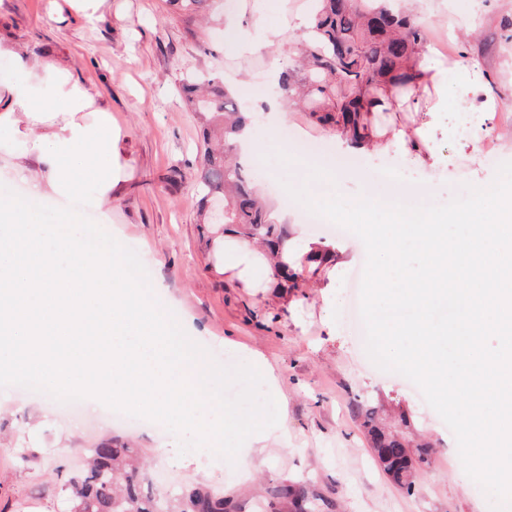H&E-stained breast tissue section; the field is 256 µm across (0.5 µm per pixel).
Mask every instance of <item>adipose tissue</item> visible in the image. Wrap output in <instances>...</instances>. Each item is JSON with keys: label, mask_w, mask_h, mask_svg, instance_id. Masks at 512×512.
<instances>
[{"label": "adipose tissue", "mask_w": 512, "mask_h": 512, "mask_svg": "<svg viewBox=\"0 0 512 512\" xmlns=\"http://www.w3.org/2000/svg\"><path fill=\"white\" fill-rule=\"evenodd\" d=\"M411 80L405 88L387 84L379 86L377 96L384 108L397 112H440L448 105L447 61L433 52L411 57L403 66ZM54 87L51 96L40 98L34 93L37 79ZM0 96L6 97L0 106V133L17 144L20 152L35 155L37 167L30 171L29 180L35 192L48 196H65L79 190L91 180L99 186V204L110 203L113 184L112 117L97 112L92 120L81 113L91 105L86 87L74 80L68 69L61 66L44 67L34 73L23 61H15L11 71L0 82ZM29 127L50 126L51 131L35 137L21 134V124ZM370 153L397 149L403 162L424 169L432 166L434 157L428 148L425 124L398 123L383 128L362 119L357 137L338 139L337 147L345 151L351 145ZM215 257L229 277L250 290L271 288L279 276L296 275L306 271L326 270L336 265V254L325 243L311 241L303 252L292 246L268 248L251 238L240 227H230L219 242Z\"/></svg>", "instance_id": "ef3b65f1"}]
</instances>
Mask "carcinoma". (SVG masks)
I'll list each match as a JSON object with an SVG mask.
<instances>
[{
	"label": "carcinoma",
	"instance_id": "1",
	"mask_svg": "<svg viewBox=\"0 0 512 512\" xmlns=\"http://www.w3.org/2000/svg\"><path fill=\"white\" fill-rule=\"evenodd\" d=\"M310 39L301 48L303 76L285 68L275 97L300 105L321 125L343 123L356 130L361 121L362 92L392 79L397 87L409 82L403 62L427 43L426 27L388 8L385 0H316ZM182 92L201 113L206 147L202 157L201 193L205 202L224 200L223 224H236L270 247L285 236L266 203L252 189L243 167L231 155L232 139L247 121L239 103L212 75L199 84L188 80ZM363 427L374 459L383 474L410 492L419 466L429 460L428 447L412 446L409 433L389 431L376 422V410L363 406ZM143 458L136 448L111 442L91 449L86 468L67 480L71 512H172L174 498L140 483ZM290 512H315V493L298 482L285 481L275 490ZM181 512H227L224 496L206 487L182 490Z\"/></svg>",
	"mask_w": 512,
	"mask_h": 512
}]
</instances>
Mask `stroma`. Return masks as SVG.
<instances>
[{"mask_svg":"<svg viewBox=\"0 0 512 512\" xmlns=\"http://www.w3.org/2000/svg\"><path fill=\"white\" fill-rule=\"evenodd\" d=\"M309 0H279L289 27L280 63L307 37ZM417 21L447 28L449 107L429 115L434 170L405 167L397 153L346 151L336 157L343 171L336 195L353 201L375 185L383 167L401 169L408 189L446 203L465 195L467 185L490 184L502 161H512V0H415ZM207 0L192 21L165 0H105L86 23L66 0H0V76L14 58L40 69L61 63L88 87L92 108L112 115V160L118 182L111 207H84V214L137 251L156 297L185 325L191 340L218 363L224 342L253 349L280 374L288 399V440L269 444L263 468L240 477L223 458L202 468L161 461L158 451L178 446L169 430L113 422L100 411L71 416L38 391L0 387V512H69L65 481L90 449L114 441L140 449L143 481L158 493L203 484L223 493L230 512H284L273 495L283 481L315 488L325 499L322 512H490V501L465 473L457 441L422 393L401 374L379 369L356 333L348 275L367 258L355 234L336 235L321 224H302L293 241L303 250L319 239L347 256L331 280L308 288H271L252 294L215 266L214 247L224 234L206 223L198 189L202 122L184 102L183 79L218 74L252 115L254 132L265 133L272 96L270 64L244 71L230 67L222 26H210ZM481 60L489 94L501 111L482 115L465 103L461 79L471 60ZM494 126L491 151L478 163L468 154L479 130ZM34 158L19 156L9 138L0 139V185L29 196L28 171ZM280 173L272 185L266 169ZM251 185L271 203L288 207L285 183L300 179L288 142L270 138L258 163L248 166ZM385 405L405 413L415 440L431 447L430 468L420 471L406 492L380 471L361 426L362 404Z\"/></svg>","mask_w":512,"mask_h":512,"instance_id":"stroma-1","label":"stroma"}]
</instances>
